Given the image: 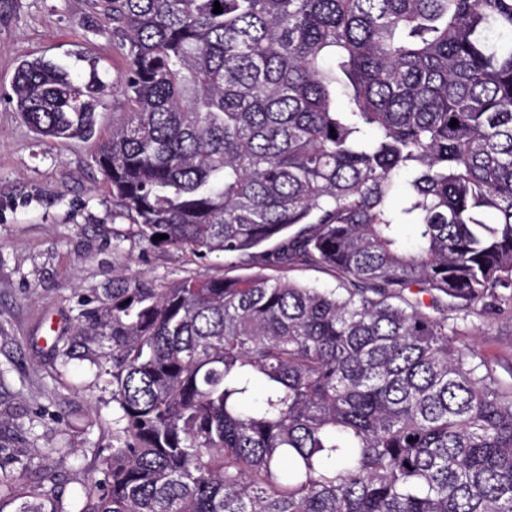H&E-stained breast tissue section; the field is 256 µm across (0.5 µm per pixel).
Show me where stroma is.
<instances>
[{
  "label": "stroma",
  "mask_w": 512,
  "mask_h": 512,
  "mask_svg": "<svg viewBox=\"0 0 512 512\" xmlns=\"http://www.w3.org/2000/svg\"><path fill=\"white\" fill-rule=\"evenodd\" d=\"M40 56L102 77L99 138L128 109L117 82L125 57L98 0H0V473L28 483L50 470L75 507L124 426L109 385L112 344L76 336L83 313L123 280L161 288L249 269L153 246L117 215L90 142L39 140L10 95L18 65ZM462 339L512 379L511 320L475 312Z\"/></svg>",
  "instance_id": "stroma-1"
}]
</instances>
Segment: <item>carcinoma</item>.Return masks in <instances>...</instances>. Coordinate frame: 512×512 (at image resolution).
<instances>
[{
	"label": "carcinoma",
	"mask_w": 512,
	"mask_h": 512,
	"mask_svg": "<svg viewBox=\"0 0 512 512\" xmlns=\"http://www.w3.org/2000/svg\"><path fill=\"white\" fill-rule=\"evenodd\" d=\"M100 7L112 201L260 272L129 282L79 325L112 340L124 427L75 512H512V383L446 314L512 311V0ZM103 88L35 58L12 102L87 138ZM296 267L337 285L262 274ZM0 512L70 510L47 473L0 478ZM291 279H295L303 284H309L318 288H334L336 280L331 271L325 268L303 267L294 268L285 273Z\"/></svg>",
	"instance_id": "carcinoma-1"
}]
</instances>
